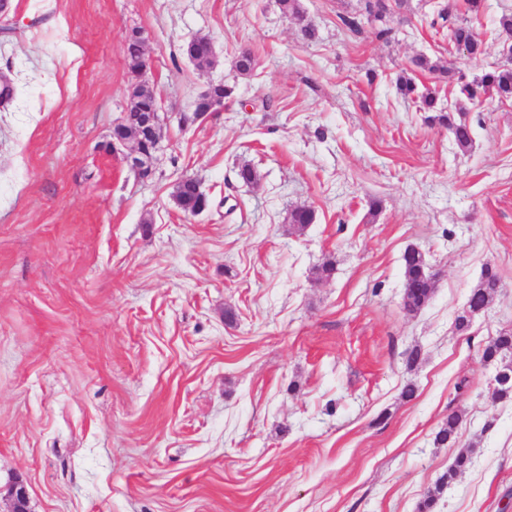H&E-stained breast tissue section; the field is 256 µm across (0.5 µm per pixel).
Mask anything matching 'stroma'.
Returning <instances> with one entry per match:
<instances>
[{
    "label": "stroma",
    "mask_w": 512,
    "mask_h": 512,
    "mask_svg": "<svg viewBox=\"0 0 512 512\" xmlns=\"http://www.w3.org/2000/svg\"><path fill=\"white\" fill-rule=\"evenodd\" d=\"M441 2L407 0L386 43L342 24L363 0H300L312 40L279 0H0L18 89L0 108V489L22 479L30 512H417L456 454L433 443L454 411L479 453L441 512H512V404L481 361L512 328V101L468 107L463 151L396 86L407 71L455 100L413 59L470 78L504 63L512 0H484L475 60L431 27ZM134 29L164 118L148 181L104 150ZM197 36L214 67L184 55ZM219 80L223 110L180 126ZM186 175L210 199L193 217ZM410 247L437 276L415 313ZM488 265L499 295L459 331ZM186 179H192V180L197 181V183H196L197 194H198V196H200V198L202 200L201 206L198 207L199 199L196 196L193 186L190 183H185L182 186H177L175 198H176L178 205L186 213H192L198 207L197 210L194 212V214H196L198 212L203 211L207 207V198H206L205 194L200 190V184L198 183V180L196 178L190 177V176H185L183 178V180H186Z\"/></svg>",
    "instance_id": "stroma-1"
}]
</instances>
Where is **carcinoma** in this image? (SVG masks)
Segmentation results:
<instances>
[{"label":"carcinoma","mask_w":512,"mask_h":512,"mask_svg":"<svg viewBox=\"0 0 512 512\" xmlns=\"http://www.w3.org/2000/svg\"><path fill=\"white\" fill-rule=\"evenodd\" d=\"M284 14L294 17L302 23L301 31L308 39L316 37L314 25L305 22V16L300 8L299 0H279ZM390 0H364L362 16H347L342 23L352 32H360L362 20L371 23L379 22L375 36L379 40L390 39L393 29L387 26L385 18L391 12ZM437 17L448 24L450 41L458 49L466 52L471 58L481 56L485 52L484 42L478 37L474 28L465 19H459L455 14V5L448 3L437 12ZM186 54L196 60V66L206 68L210 65L209 38L196 37L188 42ZM141 55V46L138 38L130 36L126 42V65L130 73H135ZM413 64L430 72H437L458 87L455 111H446L439 107L436 92L426 90L417 91V85L409 76L402 75L397 80L398 90L405 96L413 95L419 100L421 109L432 113L428 120L448 128L455 144L466 150L472 143L471 125L461 119L455 118L454 112H461L466 105L482 99L497 98L499 100L512 99V63L496 66L471 81L465 80L463 73L455 71L453 65H440L425 56L414 59ZM178 205L186 213H191L199 206L193 186L186 183L177 187L175 194ZM314 213L310 209L297 207L290 213V222L302 231L307 225L313 223ZM404 293L403 305L407 310H414L424 306L433 294L432 273L422 253L403 257ZM501 288V273L498 269L487 266L482 270L481 277L476 286L470 291L466 303V312L457 317L456 327L460 331L470 328L471 318L468 312L474 309L487 310L494 303ZM481 360L486 365L499 366L512 373V331H504L490 338L481 350ZM462 417L452 412L442 422L434 436V444L438 447H454L457 453L452 464L436 481L435 488L427 491L418 503V512H435L439 506L441 494L451 485L460 473L470 468L473 463L474 447L463 444L460 436Z\"/></svg>","instance_id":"cac0c4a2"}]
</instances>
